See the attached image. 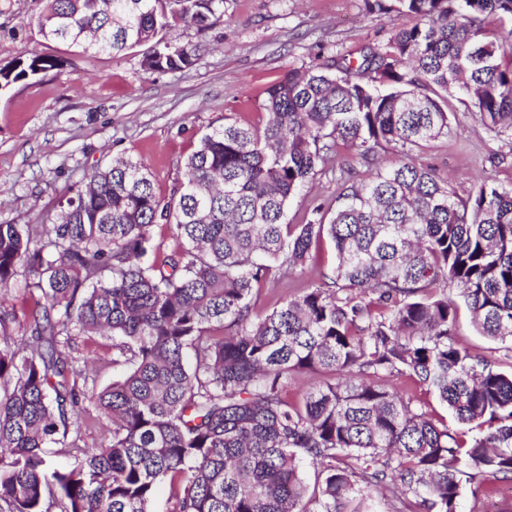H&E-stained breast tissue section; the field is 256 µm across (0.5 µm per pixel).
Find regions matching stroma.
<instances>
[{
    "label": "stroma",
    "mask_w": 512,
    "mask_h": 512,
    "mask_svg": "<svg viewBox=\"0 0 512 512\" xmlns=\"http://www.w3.org/2000/svg\"><path fill=\"white\" fill-rule=\"evenodd\" d=\"M45 8L46 0H0V69L35 55L60 61L57 69L0 92V224L57 223L61 203L94 171L122 158L146 165L157 194L169 197L186 156L212 128L264 124L266 90L288 68L340 54L358 57L365 46L415 22L395 11L366 12L363 0H224L223 17L205 34L183 22L163 32L175 45L202 44L192 66L148 72L139 47L115 57L45 40L37 26ZM414 160L449 179L462 196L479 176L512 188V144L464 114L451 136L429 143ZM354 161L353 151L332 152L323 175L289 201V223H301L314 201L335 199L336 170ZM320 256L319 263L265 287L259 309L301 294L330 269V244ZM456 340L512 370V357L480 336L464 307ZM73 355L92 361L97 387L111 384V337H77ZM459 512H512V483L488 473L463 484Z\"/></svg>",
    "instance_id": "stroma-1"
}]
</instances>
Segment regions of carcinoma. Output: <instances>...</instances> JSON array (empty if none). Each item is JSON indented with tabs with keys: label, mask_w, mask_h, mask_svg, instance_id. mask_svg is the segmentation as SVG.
Listing matches in <instances>:
<instances>
[{
	"label": "carcinoma",
	"mask_w": 512,
	"mask_h": 512,
	"mask_svg": "<svg viewBox=\"0 0 512 512\" xmlns=\"http://www.w3.org/2000/svg\"><path fill=\"white\" fill-rule=\"evenodd\" d=\"M417 18L356 62L290 68L259 126L213 129L167 199L121 159L66 201L59 223L0 224V293L23 282L22 313H0V512H150L167 480L174 512H363L390 485L422 512H458L460 482L512 481V373L458 346L455 288L486 339L512 349V190L485 181L461 197L413 161L452 133L448 100L512 137V0H364ZM224 0H48L46 40L119 55L148 46L149 72L191 66L170 46L182 21L210 29ZM57 66L36 55L0 86ZM341 145L336 203L290 224L291 198ZM389 148L397 160L374 168ZM175 246L164 250L155 228ZM333 245L336 261L302 294L257 310L269 282ZM26 323L29 335L14 337ZM112 336L119 377L88 384L75 337ZM334 382L288 400L303 372ZM432 391L456 422L438 425L389 381ZM110 443L77 448L81 414ZM323 476L307 495L302 462Z\"/></svg>",
	"instance_id": "carcinoma-1"
}]
</instances>
